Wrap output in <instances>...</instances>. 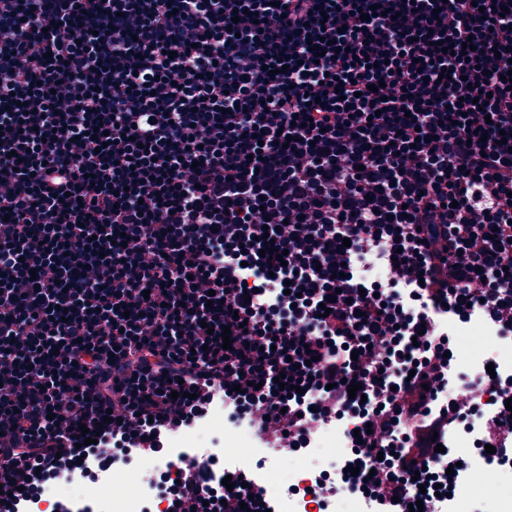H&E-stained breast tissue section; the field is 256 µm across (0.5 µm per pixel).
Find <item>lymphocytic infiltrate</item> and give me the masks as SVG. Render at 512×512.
Masks as SVG:
<instances>
[{
  "label": "lymphocytic infiltrate",
  "instance_id": "f902f5d3",
  "mask_svg": "<svg viewBox=\"0 0 512 512\" xmlns=\"http://www.w3.org/2000/svg\"><path fill=\"white\" fill-rule=\"evenodd\" d=\"M511 70L512 0H0V507L220 394L268 448L370 424L342 479L409 512L477 412L439 314L512 335ZM178 466L165 512H266Z\"/></svg>",
  "mask_w": 512,
  "mask_h": 512
}]
</instances>
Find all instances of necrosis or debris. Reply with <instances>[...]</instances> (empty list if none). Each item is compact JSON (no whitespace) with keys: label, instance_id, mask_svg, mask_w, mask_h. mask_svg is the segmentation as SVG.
<instances>
[{"label":"necrosis or debris","instance_id":"obj_1","mask_svg":"<svg viewBox=\"0 0 512 512\" xmlns=\"http://www.w3.org/2000/svg\"><path fill=\"white\" fill-rule=\"evenodd\" d=\"M461 350L452 371L476 379L469 399L482 414L496 410V398L478 379L487 363H494L499 374L512 377V340L499 336L483 322L473 319L455 331ZM479 420H471L455 437V446L468 453V473L459 477L449 497L446 512H462L463 500L480 504L486 489L505 488L495 499L492 512H512V463H491L489 455L478 451ZM173 447L186 448L201 457L213 453L231 458L249 468L267 494L279 502L280 512H364V503L345 489L329 484L327 477L337 465L351 457L346 426L321 427L312 448L302 452L280 449L272 453L259 447L252 428L232 425L223 408H215L208 419L178 434ZM168 469L164 459L142 461L137 466L104 474L95 481H80L67 475L53 483L51 495L41 501L36 512H163L155 491L157 479ZM320 503H312V496Z\"/></svg>","mask_w":512,"mask_h":512}]
</instances>
